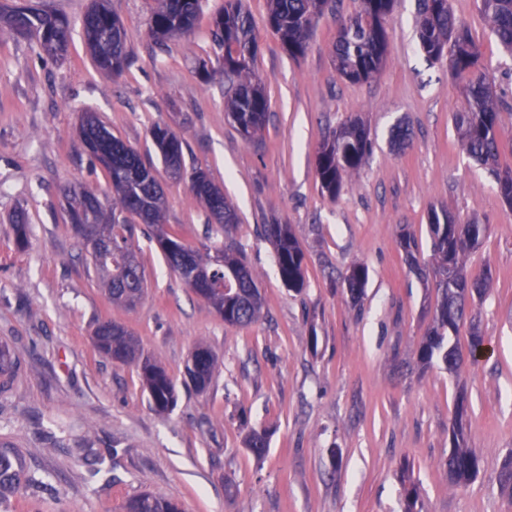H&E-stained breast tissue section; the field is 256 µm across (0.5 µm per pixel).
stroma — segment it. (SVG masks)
Segmentation results:
<instances>
[{
	"label": "stroma",
	"mask_w": 512,
	"mask_h": 512,
	"mask_svg": "<svg viewBox=\"0 0 512 512\" xmlns=\"http://www.w3.org/2000/svg\"><path fill=\"white\" fill-rule=\"evenodd\" d=\"M29 3L67 17L72 31L63 59L23 36L0 42V345L21 363L0 397V443L19 450L31 477L0 512H124L145 491L183 512H405L410 483L419 490L416 512H512V494L501 487L512 455V207L460 146L453 115L464 106L462 86L447 62H429L421 51L418 0H395L385 65L359 83L337 74L332 55L338 23L356 14L359 0H337L296 59L268 28L266 0H244L269 99L265 128L251 142L224 120V70L207 27L224 0H203V25L161 44L149 31L155 0H109L128 53L114 77L97 71L84 46L81 19L91 0L0 7ZM451 5L496 87L498 163L510 170L512 55L492 35L480 0ZM85 109L152 160V124L187 142V163L208 170L238 221L228 235L207 226L189 181L161 169L165 222L198 248L223 247L233 236L265 296L256 322L225 324L169 268L144 224L131 245L146 292L133 309L113 307L60 207L73 186L112 194L77 132ZM355 117L372 153L332 199L316 156L323 139ZM399 125L409 131L402 147L392 140ZM19 206L29 216L22 250L10 222ZM433 209L486 227L467 265L475 275L492 273L472 308L490 352L457 379L415 363L434 294L397 244L399 225H411L429 261ZM275 223L291 225L302 247V293L284 286L259 230ZM356 264L369 272L357 306L341 286ZM110 318L172 376L174 410H153L135 366L97 351L95 330ZM201 342L218 369L199 393L186 382V365ZM461 388L480 470L455 486L444 462ZM251 427L270 436L264 458L245 446Z\"/></svg>",
	"instance_id": "35a3bbf8"
}]
</instances>
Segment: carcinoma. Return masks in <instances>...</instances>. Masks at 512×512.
Masks as SVG:
<instances>
[{
	"label": "carcinoma",
	"mask_w": 512,
	"mask_h": 512,
	"mask_svg": "<svg viewBox=\"0 0 512 512\" xmlns=\"http://www.w3.org/2000/svg\"><path fill=\"white\" fill-rule=\"evenodd\" d=\"M106 0H93L82 19L86 48L97 69L106 76L123 72L127 64L124 30ZM334 0H267V24L291 57L306 53L309 36L318 20L333 9ZM394 0H361L354 17L341 24L333 43L334 66L338 75L350 82H364L380 74L388 44L384 25ZM484 14L499 45L512 52V0H481ZM201 16L200 0H156L150 18V31L157 40L189 34ZM418 30L420 48L426 57L439 61L449 56L453 73L464 83L467 101L455 113L458 139L466 152L492 172L502 198L512 206V171H498L499 145L497 97L492 79L478 67V51L465 23L455 16L449 0H419ZM210 33L221 51L218 60L224 67V118L241 136L254 140L264 129L268 98L254 65L260 44L252 18L242 0H226L224 13L212 19ZM14 34L36 41L50 56L68 53L70 23L43 7L17 6L3 16L0 39ZM150 137L166 171L174 178L188 177L194 198L205 209L208 222L224 230L236 223L233 207L224 192L200 166L186 167L185 142L168 126L154 124ZM85 151L103 169L112 189V204L105 207L97 199L79 203L67 191L62 206L70 224H84L87 234L82 241L96 271L102 276L112 303L131 308L145 293L143 265L129 240L134 225L127 216L155 229V242L170 268L184 283L204 299L224 323L246 327L260 318L264 298L256 275L239 250L226 246L203 251L186 244L179 233L164 224V192L154 174V165L134 147L112 131L96 115L80 129ZM368 130L359 119L339 126L326 137L318 152L317 174L321 188L335 199L342 192L346 177L369 154ZM431 261L419 262L421 243L408 224L400 226L397 243L417 274L432 281L435 292L433 323L418 344L415 357L420 370L438 365L452 375H459L466 362L477 361L476 350L483 337L471 325L470 348L463 353L452 337L458 334L476 298L487 290L491 273L482 277L469 274L465 253L479 241L483 227L463 222L433 209L428 215ZM17 246L27 241L28 215L19 207L11 216ZM266 238L275 251L280 278L290 291L304 288V255L289 224L263 225ZM223 264L214 263L216 254ZM368 282L364 265H355L342 276L349 297L360 301ZM97 350L112 361L134 364L139 370L144 390L153 409L170 412L178 402L177 386L167 370L144 355L140 342L125 325L110 319L96 329ZM217 359L210 347L198 344L186 373L194 388L205 391L211 384ZM20 370V362L0 346V394L10 390ZM452 448L445 466L448 481L460 485L473 480L480 468V457L465 446L464 405L458 402L451 427ZM246 448L262 458L269 448V434L252 429L246 436ZM26 481V468L18 450L0 444V503L6 502ZM124 512H182L175 502L142 492L124 505Z\"/></svg>",
	"instance_id": "cac0c4a2"
}]
</instances>
